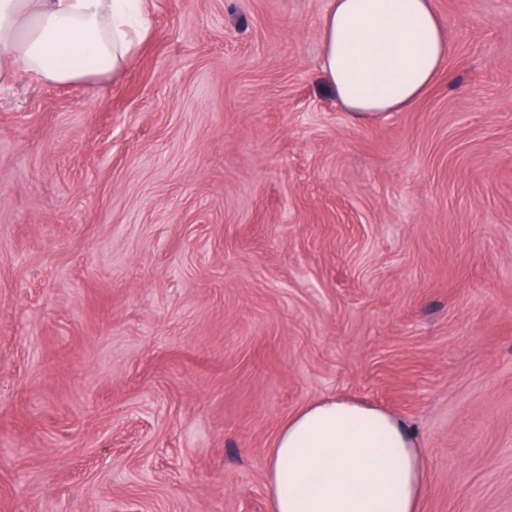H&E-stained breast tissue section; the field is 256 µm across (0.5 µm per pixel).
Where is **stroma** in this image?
Returning a JSON list of instances; mask_svg holds the SVG:
<instances>
[{
	"label": "stroma",
	"mask_w": 512,
	"mask_h": 512,
	"mask_svg": "<svg viewBox=\"0 0 512 512\" xmlns=\"http://www.w3.org/2000/svg\"><path fill=\"white\" fill-rule=\"evenodd\" d=\"M122 72L0 91V512H272L294 413L424 451L421 512H512V0L360 125L330 0H146Z\"/></svg>",
	"instance_id": "stroma-1"
}]
</instances>
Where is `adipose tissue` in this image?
<instances>
[{
    "mask_svg": "<svg viewBox=\"0 0 512 512\" xmlns=\"http://www.w3.org/2000/svg\"><path fill=\"white\" fill-rule=\"evenodd\" d=\"M145 0H0V87L18 71L54 84L123 71L147 37ZM321 68L361 123L412 106L443 68L432 0H331ZM272 512H420L422 448L398 418L329 398L290 416L269 451Z\"/></svg>",
    "mask_w": 512,
    "mask_h": 512,
    "instance_id": "1",
    "label": "adipose tissue"
}]
</instances>
